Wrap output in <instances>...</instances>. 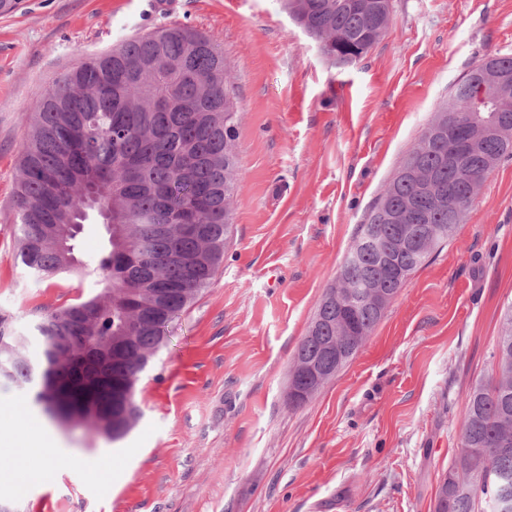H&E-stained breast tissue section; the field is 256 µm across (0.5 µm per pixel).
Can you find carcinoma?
I'll use <instances>...</instances> for the list:
<instances>
[{
  "mask_svg": "<svg viewBox=\"0 0 512 512\" xmlns=\"http://www.w3.org/2000/svg\"><path fill=\"white\" fill-rule=\"evenodd\" d=\"M293 22L339 65L366 55L386 31L391 0H280ZM496 63L512 72V57L494 56L454 85L432 123L456 113L472 142L459 169L448 142L424 132L402 163L431 176L427 190L397 172L358 226L353 246L364 256L341 270L353 289L358 335L355 355L382 319L363 294L384 276L380 249L399 237L407 274L454 237L484 176L512 156V99L499 103L501 137H478L468 115L487 110L490 86L474 73ZM224 52L204 33L181 25L132 36L111 50L86 57L49 88L28 116L29 133L13 200L18 256L38 278L100 273L78 302L57 307L33 324L45 348L29 356L28 337L0 312V363L7 376L33 391L36 404L51 401L41 383L65 393L70 418L105 424L100 434L117 443L142 417L138 385L164 346L169 323L204 290L224 257L238 203L235 94ZM403 214L401 226L384 213ZM107 239L82 260L75 240L89 221ZM330 285L317 309L322 329L306 334L295 357L335 361L325 345L336 341V304ZM492 378L468 391L461 449L443 480L434 512H498L503 490L512 494V304L504 310L492 352Z\"/></svg>",
  "mask_w": 512,
  "mask_h": 512,
  "instance_id": "cac0c4a2",
  "label": "carcinoma"
}]
</instances>
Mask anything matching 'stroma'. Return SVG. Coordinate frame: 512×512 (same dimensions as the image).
Returning a JSON list of instances; mask_svg holds the SVG:
<instances>
[{"label":"stroma","mask_w":512,"mask_h":512,"mask_svg":"<svg viewBox=\"0 0 512 512\" xmlns=\"http://www.w3.org/2000/svg\"><path fill=\"white\" fill-rule=\"evenodd\" d=\"M185 25L224 49L239 107L240 201L207 288L169 325L128 437L51 424L49 474L21 436L0 498L24 512H434L465 396L489 378L512 303V158L455 237L412 273L353 358L302 407L289 369L367 209L453 85L512 56V0H392L389 27L338 66L277 0H21L0 14V312L20 331L90 275L21 263L12 202L26 117L66 69L140 32ZM112 476L93 482V459Z\"/></svg>","instance_id":"obj_1"}]
</instances>
